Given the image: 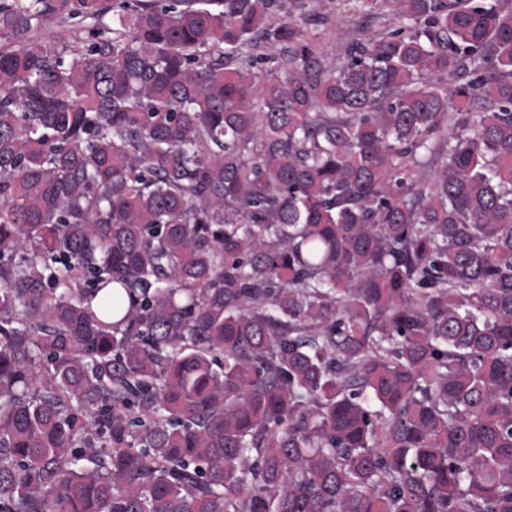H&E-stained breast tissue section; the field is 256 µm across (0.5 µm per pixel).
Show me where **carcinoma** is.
Segmentation results:
<instances>
[{"instance_id":"carcinoma-1","label":"carcinoma","mask_w":512,"mask_h":512,"mask_svg":"<svg viewBox=\"0 0 512 512\" xmlns=\"http://www.w3.org/2000/svg\"><path fill=\"white\" fill-rule=\"evenodd\" d=\"M307 2L0 0V512H512V0ZM365 26L363 19L352 18L338 26H329L323 24L319 26L317 33L320 42L332 50L336 58L341 56L345 46L357 39L363 37L362 30Z\"/></svg>"}]
</instances>
